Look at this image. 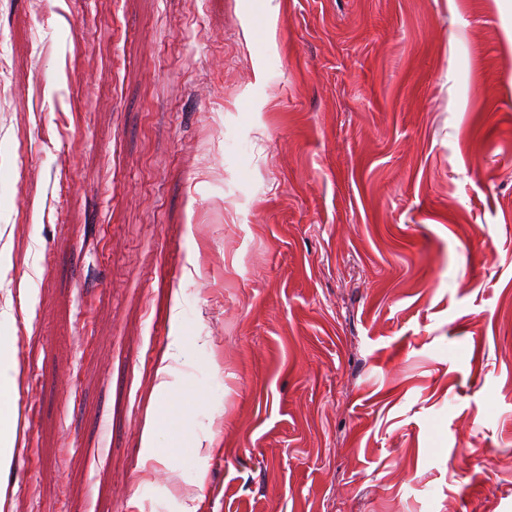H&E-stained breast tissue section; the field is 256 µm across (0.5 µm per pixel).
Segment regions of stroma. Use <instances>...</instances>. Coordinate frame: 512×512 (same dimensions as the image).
<instances>
[{
    "instance_id": "obj_1",
    "label": "stroma",
    "mask_w": 512,
    "mask_h": 512,
    "mask_svg": "<svg viewBox=\"0 0 512 512\" xmlns=\"http://www.w3.org/2000/svg\"><path fill=\"white\" fill-rule=\"evenodd\" d=\"M7 242L0 512H512V0H0ZM14 362V349L1 342L0 345V465L5 466L16 444L18 415L15 401L17 373ZM5 367V371L3 370ZM6 366L8 368L6 369Z\"/></svg>"
}]
</instances>
